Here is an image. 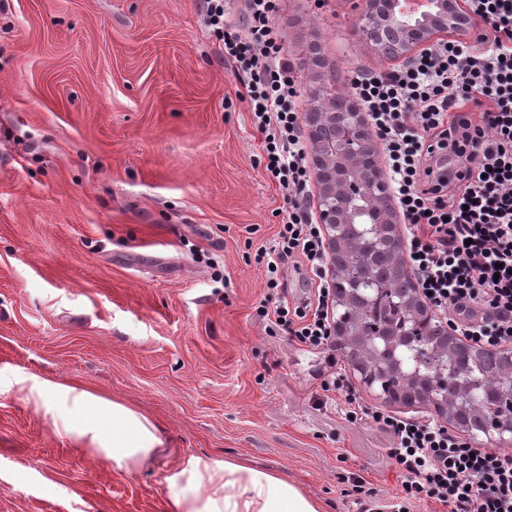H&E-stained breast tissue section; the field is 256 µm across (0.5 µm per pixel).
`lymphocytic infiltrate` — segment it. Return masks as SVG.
<instances>
[{
    "label": "lymphocytic infiltrate",
    "instance_id": "f902f5d3",
    "mask_svg": "<svg viewBox=\"0 0 512 512\" xmlns=\"http://www.w3.org/2000/svg\"><path fill=\"white\" fill-rule=\"evenodd\" d=\"M464 2L487 26L475 41H438L393 71L357 76L350 93L379 138L420 294L472 344L497 348L512 344V0ZM203 9L241 79L265 168L288 194V219L260 251L266 286L280 287L290 260L324 277L322 231L305 204L310 171L294 65L271 23L278 0H203ZM329 296L322 287L305 309L263 303L256 314L332 363ZM322 389L344 396L347 422L370 419L387 437L402 476L393 512L425 498L449 512H512V451L474 448L430 418L363 408L343 370Z\"/></svg>",
    "mask_w": 512,
    "mask_h": 512
}]
</instances>
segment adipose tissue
<instances>
[{"mask_svg":"<svg viewBox=\"0 0 512 512\" xmlns=\"http://www.w3.org/2000/svg\"><path fill=\"white\" fill-rule=\"evenodd\" d=\"M27 400L50 414L71 451L117 471L160 466L171 512H323L321 503L274 473L228 459L173 456L165 429L144 413L81 384L32 383Z\"/></svg>","mask_w":512,"mask_h":512,"instance_id":"obj_1","label":"adipose tissue"}]
</instances>
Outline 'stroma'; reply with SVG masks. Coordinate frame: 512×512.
<instances>
[{"label": "stroma", "mask_w": 512, "mask_h": 512, "mask_svg": "<svg viewBox=\"0 0 512 512\" xmlns=\"http://www.w3.org/2000/svg\"><path fill=\"white\" fill-rule=\"evenodd\" d=\"M357 2L281 0L300 112L318 81L388 68ZM219 44L202 0H0V512H168L154 471L71 453L35 379L136 406L179 458L249 462L324 512L401 494L384 435L325 401L323 355L256 315L320 281L290 261L265 286L255 255L288 200Z\"/></svg>", "instance_id": "obj_1"}]
</instances>
